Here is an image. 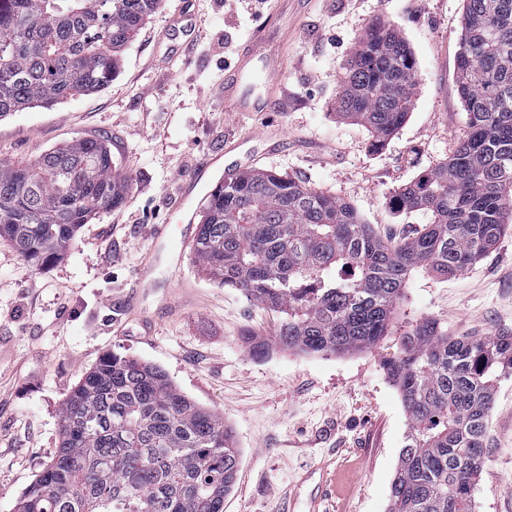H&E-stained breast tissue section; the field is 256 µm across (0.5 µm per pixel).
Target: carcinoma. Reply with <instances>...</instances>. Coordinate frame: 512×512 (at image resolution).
<instances>
[{"instance_id":"carcinoma-1","label":"carcinoma","mask_w":512,"mask_h":512,"mask_svg":"<svg viewBox=\"0 0 512 512\" xmlns=\"http://www.w3.org/2000/svg\"><path fill=\"white\" fill-rule=\"evenodd\" d=\"M160 0H0V116L100 91ZM415 60L399 29L373 23L348 59L336 116L380 146L405 122ZM457 92L468 131L456 152L395 196L430 222L389 243L349 204L273 171L246 169L203 205L201 271L278 313L248 352L345 355L388 336L382 368L408 428L389 512H473L499 374L512 334L448 335L408 315L410 280L452 279L512 228V0H464ZM102 141L75 140L22 165L0 163V239L25 260L64 255L84 224L123 202ZM240 464L232 430L159 367L112 353L61 408L59 445L14 512H224Z\"/></svg>"}]
</instances>
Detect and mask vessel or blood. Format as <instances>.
Returning <instances> with one entry per match:
<instances>
[{
	"label": "vessel or blood",
	"mask_w": 512,
	"mask_h": 512,
	"mask_svg": "<svg viewBox=\"0 0 512 512\" xmlns=\"http://www.w3.org/2000/svg\"><path fill=\"white\" fill-rule=\"evenodd\" d=\"M263 64L262 73L267 88H274L275 81L284 67L282 56L270 45V28L261 26L254 30L238 56L237 63L224 77L222 93L224 109L228 112H265L269 109L268 100L252 97L242 86V75L254 61ZM254 160L253 153L242 151L240 143L228 141L220 154L209 155L195 174L180 185L181 198H188L216 165H223L225 177H233L244 170ZM197 228L194 224L181 225L179 231H172L169 225L157 226L154 238L167 247L174 258H181L187 247L193 246Z\"/></svg>",
	"instance_id": "1"
}]
</instances>
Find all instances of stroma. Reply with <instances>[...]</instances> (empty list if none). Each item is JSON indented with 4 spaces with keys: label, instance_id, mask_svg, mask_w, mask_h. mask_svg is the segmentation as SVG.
I'll return each instance as SVG.
<instances>
[{
    "label": "stroma",
    "instance_id": "35a3bbf8",
    "mask_svg": "<svg viewBox=\"0 0 512 512\" xmlns=\"http://www.w3.org/2000/svg\"><path fill=\"white\" fill-rule=\"evenodd\" d=\"M276 0L163 4L124 50L111 85L0 120V162L24 163L76 139L101 140L126 179L119 207L83 225L61 259L39 267L0 241V512L54 455L63 402L107 353L154 364L189 398L223 416L241 451L224 512H308L304 474L325 470L327 512H388L408 417L382 360L395 348L343 356L277 350L250 356L247 333L273 335L278 316L199 271L193 253L170 263L152 233L177 225L180 182L225 140H246L257 169L288 175L352 205L385 240L426 223L391 206L396 192L435 170L466 131L457 94L463 0H301L286 66L265 117L225 111L226 63L236 59ZM196 25L189 50L167 57L165 28L180 11ZM401 31L416 61V95L383 146L337 118L343 65L378 19ZM280 144L255 140L262 125ZM155 252V286L139 307L131 285ZM413 310L452 336L512 333V232L458 277L419 276ZM475 512H512V374L499 382L488 421Z\"/></svg>",
    "mask_w": 512,
    "mask_h": 512
}]
</instances>
